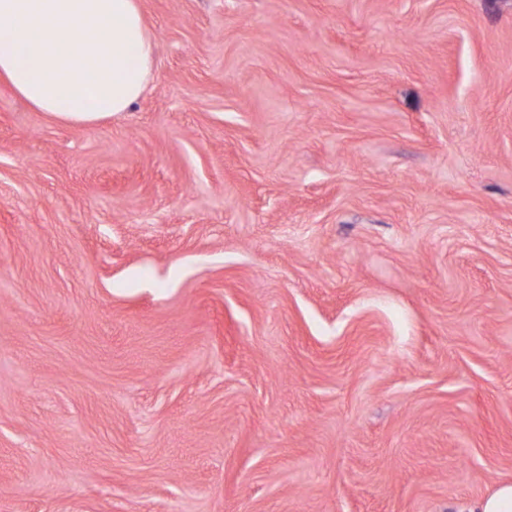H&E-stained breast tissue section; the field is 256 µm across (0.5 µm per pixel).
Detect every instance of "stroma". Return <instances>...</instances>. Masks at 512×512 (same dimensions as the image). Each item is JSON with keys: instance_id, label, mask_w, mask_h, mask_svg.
Listing matches in <instances>:
<instances>
[{"instance_id": "stroma-1", "label": "stroma", "mask_w": 512, "mask_h": 512, "mask_svg": "<svg viewBox=\"0 0 512 512\" xmlns=\"http://www.w3.org/2000/svg\"><path fill=\"white\" fill-rule=\"evenodd\" d=\"M131 111L0 83V512H461L512 480V0H140Z\"/></svg>"}]
</instances>
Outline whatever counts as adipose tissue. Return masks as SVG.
I'll list each match as a JSON object with an SVG mask.
<instances>
[{
  "label": "adipose tissue",
  "mask_w": 512,
  "mask_h": 512,
  "mask_svg": "<svg viewBox=\"0 0 512 512\" xmlns=\"http://www.w3.org/2000/svg\"><path fill=\"white\" fill-rule=\"evenodd\" d=\"M155 50L139 0H0V82L62 124L129 111Z\"/></svg>",
  "instance_id": "obj_1"
}]
</instances>
